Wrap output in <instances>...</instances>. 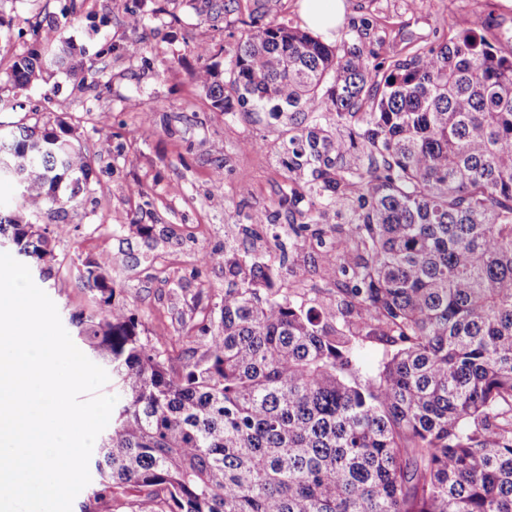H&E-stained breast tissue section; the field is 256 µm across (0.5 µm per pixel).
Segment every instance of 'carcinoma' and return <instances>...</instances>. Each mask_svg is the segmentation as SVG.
I'll list each match as a JSON object with an SVG mask.
<instances>
[{
  "label": "carcinoma",
  "mask_w": 512,
  "mask_h": 512,
  "mask_svg": "<svg viewBox=\"0 0 512 512\" xmlns=\"http://www.w3.org/2000/svg\"><path fill=\"white\" fill-rule=\"evenodd\" d=\"M490 29L481 14L381 57L252 22L227 80L198 73L217 109L311 115L282 142L279 208L314 202L281 261L316 240L336 294L303 299L226 244L219 317L181 337L176 371L168 337L143 340L116 300L112 257L87 260L99 313L72 321L121 394L88 512H512V36ZM74 51L36 41L6 83L70 70ZM0 150L25 161L0 239L37 269L54 238L30 216L78 206L91 160L63 121L0 128ZM367 342L383 345L371 371Z\"/></svg>",
  "instance_id": "1"
}]
</instances>
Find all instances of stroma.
Here are the masks:
<instances>
[{"label": "stroma", "mask_w": 512, "mask_h": 512, "mask_svg": "<svg viewBox=\"0 0 512 512\" xmlns=\"http://www.w3.org/2000/svg\"><path fill=\"white\" fill-rule=\"evenodd\" d=\"M0 0V70L25 53L33 28L53 16L84 51V67L49 82L10 91L8 125L70 124L90 156L93 175L78 208L55 214L47 227L66 225L56 238L49 277L37 285L55 303L63 327L75 315L96 314L93 293L79 278L86 258L111 255L120 300L136 310L146 332L170 336L180 358L181 336L224 294L225 243L247 256L273 250L272 239L240 233L249 217L273 214L287 186L276 152L286 117L269 110L213 108L196 80L204 68L227 71L248 17L302 28L299 0ZM473 0H345L347 22L365 17L367 48L389 55L422 44L438 28L468 25ZM142 26L131 27V13ZM340 25L331 45L349 38ZM139 44L138 55L125 46ZM222 165L223 178L213 169ZM150 226L142 234L138 225ZM213 262H203L204 254Z\"/></svg>", "instance_id": "35a3bbf8"}]
</instances>
